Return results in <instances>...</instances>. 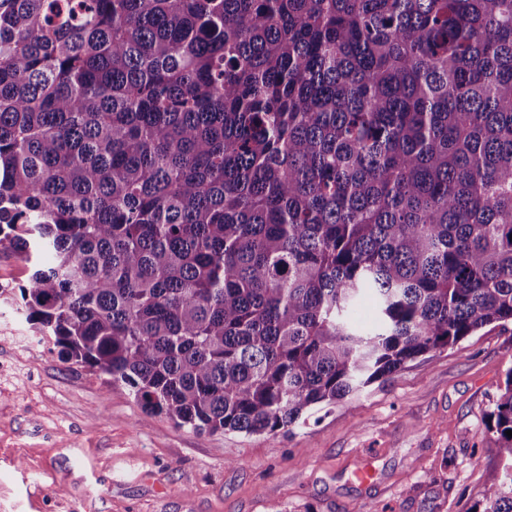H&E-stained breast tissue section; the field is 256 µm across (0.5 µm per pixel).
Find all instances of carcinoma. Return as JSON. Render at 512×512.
Listing matches in <instances>:
<instances>
[{"instance_id": "carcinoma-1", "label": "carcinoma", "mask_w": 512, "mask_h": 512, "mask_svg": "<svg viewBox=\"0 0 512 512\" xmlns=\"http://www.w3.org/2000/svg\"><path fill=\"white\" fill-rule=\"evenodd\" d=\"M0 248L37 334L199 434L505 328L512 0H0ZM485 428L512 512V369Z\"/></svg>"}]
</instances>
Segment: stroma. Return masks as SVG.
<instances>
[{
  "label": "stroma",
  "mask_w": 512,
  "mask_h": 512,
  "mask_svg": "<svg viewBox=\"0 0 512 512\" xmlns=\"http://www.w3.org/2000/svg\"><path fill=\"white\" fill-rule=\"evenodd\" d=\"M511 369L512 326L490 325L277 437L199 434L1 301L0 512H475Z\"/></svg>",
  "instance_id": "35a3bbf8"
}]
</instances>
